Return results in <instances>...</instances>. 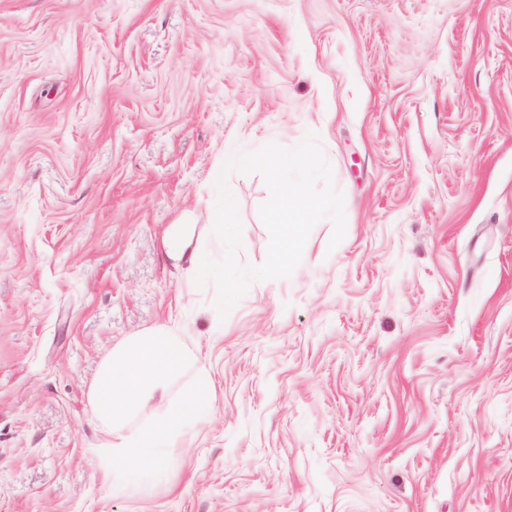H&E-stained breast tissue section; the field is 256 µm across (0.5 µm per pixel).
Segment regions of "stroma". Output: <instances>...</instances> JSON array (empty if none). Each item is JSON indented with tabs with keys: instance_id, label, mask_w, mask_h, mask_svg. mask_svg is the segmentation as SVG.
<instances>
[{
	"instance_id": "stroma-1",
	"label": "stroma",
	"mask_w": 512,
	"mask_h": 512,
	"mask_svg": "<svg viewBox=\"0 0 512 512\" xmlns=\"http://www.w3.org/2000/svg\"><path fill=\"white\" fill-rule=\"evenodd\" d=\"M310 132L345 236L219 319L169 234ZM161 324L213 409L116 494L88 393ZM0 512H512V0H0Z\"/></svg>"
}]
</instances>
